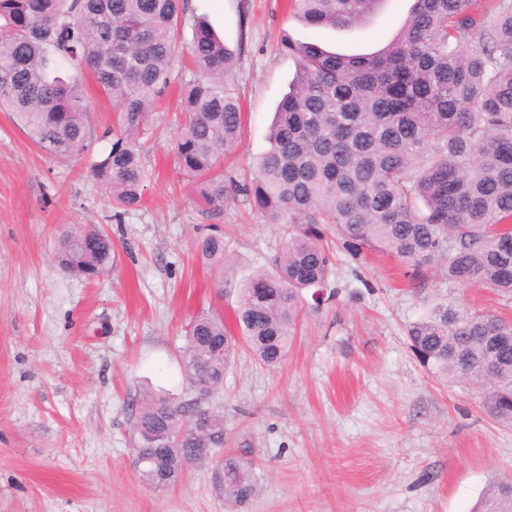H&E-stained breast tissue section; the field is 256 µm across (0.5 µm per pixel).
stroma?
Returning a JSON list of instances; mask_svg holds the SVG:
<instances>
[{"label": "stroma", "instance_id": "stroma-1", "mask_svg": "<svg viewBox=\"0 0 512 512\" xmlns=\"http://www.w3.org/2000/svg\"><path fill=\"white\" fill-rule=\"evenodd\" d=\"M413 4L384 0L361 26L315 31L290 0H195L179 41L189 43L195 21L211 13L241 52L226 85L240 99L243 131L225 175L245 177L269 146L297 70L279 50L282 36L374 52ZM192 77L173 68L140 132L144 197L119 222L90 177L93 155L112 142L116 109L93 79L92 154L48 155L0 111V512H470L493 480L512 478V426L485 412L477 388L422 368L406 327L440 303L511 317L512 306L489 289L448 284L437 263L411 285L398 261L378 253L359 263L336 251L338 295L303 313L280 365L237 349L211 400L224 416V447L171 486L141 480L137 406L147 395L188 398L178 355L191 318L208 309L231 317L238 284L270 270L289 236L242 196L213 218L197 206L174 155L184 126L178 91ZM211 223L224 231L230 277L221 288L195 251ZM69 224L111 236L109 273L89 281L58 268L56 240ZM242 444L260 492L232 506L214 472Z\"/></svg>", "mask_w": 512, "mask_h": 512}]
</instances>
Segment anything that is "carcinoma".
Instances as JSON below:
<instances>
[{
  "label": "carcinoma",
  "mask_w": 512,
  "mask_h": 512,
  "mask_svg": "<svg viewBox=\"0 0 512 512\" xmlns=\"http://www.w3.org/2000/svg\"><path fill=\"white\" fill-rule=\"evenodd\" d=\"M380 3L291 0L314 30L361 25ZM188 10L189 0H0V108L34 144L61 157L92 151L85 74L117 101L119 133L91 177L118 218L142 201L147 172L136 137L179 59L177 24ZM280 50L298 69L269 148L248 180H226L219 161L243 125L239 99L224 85L237 57L197 21L188 51L197 78L182 90L176 147L202 213L219 215L242 195L268 223L293 230L272 271L237 288L235 322L254 357L281 363L299 304L319 311L335 298L324 224L355 260L386 254L416 282L443 259L448 283L512 298V0H415L396 36L371 53L288 36ZM112 249L99 227L76 225L61 233L55 260L69 275L95 279L112 270ZM196 251L224 265V234L200 238ZM407 336L432 377L478 386L490 416L512 425L511 319L438 305ZM237 346L223 315L194 317L180 353L190 392L223 388ZM133 432L149 485L161 475L178 480L180 449H196L199 461L225 443L224 417L194 396L145 397ZM217 475L229 503L259 493L251 463L234 452ZM471 512H512V481L493 482Z\"/></svg>",
  "instance_id": "obj_1"
}]
</instances>
